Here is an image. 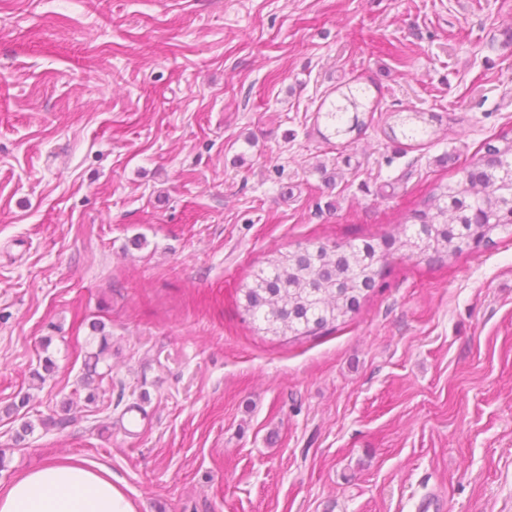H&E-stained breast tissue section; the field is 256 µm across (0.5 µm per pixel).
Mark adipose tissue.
I'll list each match as a JSON object with an SVG mask.
<instances>
[{"instance_id":"ef3b65f1","label":"adipose tissue","mask_w":512,"mask_h":512,"mask_svg":"<svg viewBox=\"0 0 512 512\" xmlns=\"http://www.w3.org/2000/svg\"><path fill=\"white\" fill-rule=\"evenodd\" d=\"M0 512H136L121 481L76 457L47 461L0 490Z\"/></svg>"}]
</instances>
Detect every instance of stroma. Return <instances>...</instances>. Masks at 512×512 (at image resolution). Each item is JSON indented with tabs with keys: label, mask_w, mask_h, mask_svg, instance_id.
<instances>
[{
	"label": "stroma",
	"mask_w": 512,
	"mask_h": 512,
	"mask_svg": "<svg viewBox=\"0 0 512 512\" xmlns=\"http://www.w3.org/2000/svg\"><path fill=\"white\" fill-rule=\"evenodd\" d=\"M349 85L380 111L329 137ZM413 111L456 122L384 134ZM510 131L512 0H0V489L74 456L137 512H512L511 238L400 249L314 336L237 295L274 251L399 235ZM93 328L101 332V336L97 343L95 351L88 354V358L85 360V372L82 376V383L84 386L93 387L92 390L98 388L99 383L104 379L103 373L97 371V367L100 363L107 361L111 356L112 346L110 337L104 333V325L101 323H94ZM97 384L95 385V383ZM95 386V387H94Z\"/></svg>",
	"instance_id": "35a3bbf8"
}]
</instances>
